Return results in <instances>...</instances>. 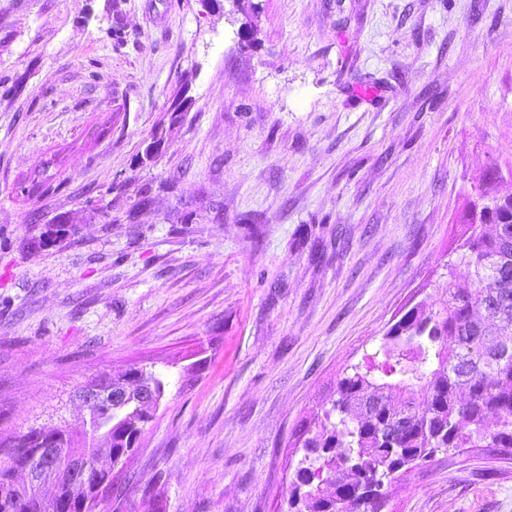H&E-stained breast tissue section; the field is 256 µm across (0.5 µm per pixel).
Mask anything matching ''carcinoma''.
I'll list each match as a JSON object with an SVG mask.
<instances>
[{
    "label": "carcinoma",
    "mask_w": 512,
    "mask_h": 512,
    "mask_svg": "<svg viewBox=\"0 0 512 512\" xmlns=\"http://www.w3.org/2000/svg\"><path fill=\"white\" fill-rule=\"evenodd\" d=\"M494 223L469 225L459 255L470 271L465 286L453 280L435 306H416L384 334L366 367L338 379L324 420L303 441L304 457L289 490V512H373L363 488L384 468L403 475L444 450H512V205L493 211ZM129 378L92 379L101 391L123 384L152 386L165 395L167 376L134 367ZM156 407L131 400L121 415L97 400L88 418L58 426L56 437L30 427L0 442V512H59L56 504L84 486L83 512H96L100 494L113 491L112 470L98 467L102 446L122 460L134 451ZM59 471L54 494L18 488V473L41 477L39 457Z\"/></svg>",
    "instance_id": "cac0c4a2"
}]
</instances>
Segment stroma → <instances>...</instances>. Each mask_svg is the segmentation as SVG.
I'll return each mask as SVG.
<instances>
[{"mask_svg":"<svg viewBox=\"0 0 512 512\" xmlns=\"http://www.w3.org/2000/svg\"><path fill=\"white\" fill-rule=\"evenodd\" d=\"M250 2L0 0V436L167 373L122 512H288L300 429L512 173V0ZM384 512H512V454H438ZM130 375L128 379H124L125 376ZM93 383L97 384V387L101 391H106L110 388H115L119 386H123V384H133L135 387L137 385H142L146 388L148 386H152L154 392L157 394V397H163L165 395L166 387L169 386V381L167 376L153 369V367H134L130 369L127 373H125L122 377L113 378L110 374L103 373L98 375L97 377L91 380ZM152 388H149V391L141 392L140 396L147 397L152 404H159L160 400L157 399L155 393Z\"/></svg>","mask_w":512,"mask_h":512,"instance_id":"stroma-1","label":"stroma"}]
</instances>
